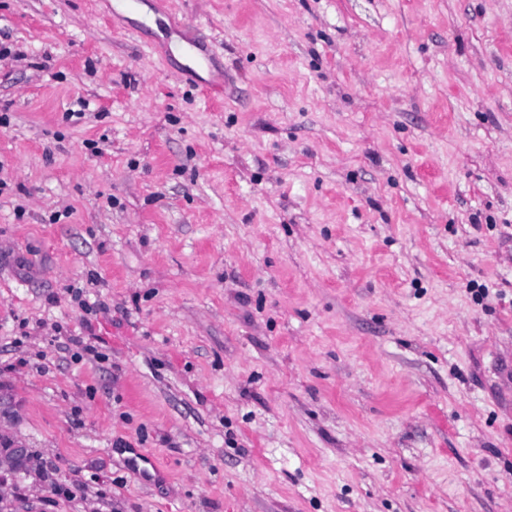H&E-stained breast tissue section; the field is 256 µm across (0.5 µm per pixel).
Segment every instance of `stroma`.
<instances>
[{"label": "stroma", "mask_w": 512, "mask_h": 512, "mask_svg": "<svg viewBox=\"0 0 512 512\" xmlns=\"http://www.w3.org/2000/svg\"><path fill=\"white\" fill-rule=\"evenodd\" d=\"M158 2L0 0L11 512H512V0ZM30 448H27L26 444L21 440H15L12 443L3 445L0 448V498H4L2 491L3 486L6 482L7 475L16 473L27 474L30 471V463L32 456L30 455ZM29 459L23 466L25 461ZM23 466V467H22ZM20 468V469H19ZM19 469V470H18Z\"/></svg>", "instance_id": "stroma-1"}]
</instances>
